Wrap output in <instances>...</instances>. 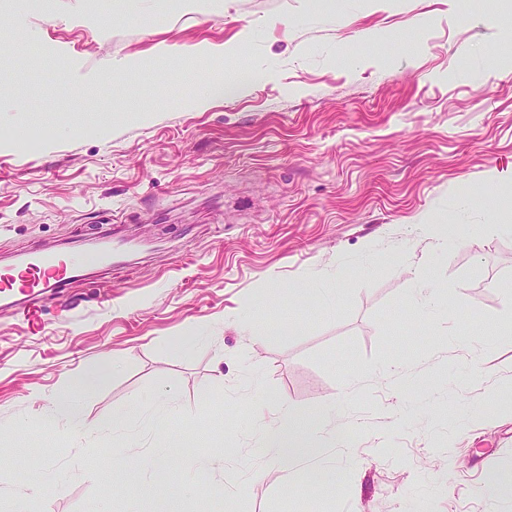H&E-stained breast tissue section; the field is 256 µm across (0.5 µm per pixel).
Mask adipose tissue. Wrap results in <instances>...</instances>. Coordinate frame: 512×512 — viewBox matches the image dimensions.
Wrapping results in <instances>:
<instances>
[{"label": "adipose tissue", "mask_w": 512, "mask_h": 512, "mask_svg": "<svg viewBox=\"0 0 512 512\" xmlns=\"http://www.w3.org/2000/svg\"><path fill=\"white\" fill-rule=\"evenodd\" d=\"M101 381L99 373H87L72 379L46 398L44 426L53 432L63 429L70 432L83 431V400ZM178 410L177 397L169 391L157 393L151 410L145 411L136 406L131 408L129 418L138 420L142 431L155 436V450L139 464L130 452L135 445L134 440L126 435L113 437V471L106 480L108 492L125 489L134 480L138 469L145 467L152 471L154 482L143 486L142 493L153 499L154 512H183L181 493L169 490L158 495L154 492L156 486L165 483L166 475L173 465L175 450L169 432ZM274 413V423L266 427L261 435V446L268 460L280 468H287L312 449L335 447L336 436L330 429L331 416L328 411L304 416L281 403L275 407Z\"/></svg>", "instance_id": "ef3b65f1"}]
</instances>
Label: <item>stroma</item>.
Wrapping results in <instances>:
<instances>
[{"mask_svg":"<svg viewBox=\"0 0 512 512\" xmlns=\"http://www.w3.org/2000/svg\"><path fill=\"white\" fill-rule=\"evenodd\" d=\"M462 3L0 0V269L49 249L88 275L38 319L0 313V446L18 451L0 512H150L137 487L101 498L97 427L166 388L192 443L176 486L221 452L232 491L189 489L187 512H512V0ZM200 43L245 57L181 54ZM125 56L140 70L80 96L58 65ZM244 71L246 92L191 106ZM109 239L124 256L106 267ZM92 371L86 435L44 432L46 397ZM259 395L333 406L346 447L271 465ZM74 458L51 503L30 497L26 473Z\"/></svg>","mask_w":512,"mask_h":512,"instance_id":"1","label":"stroma"}]
</instances>
